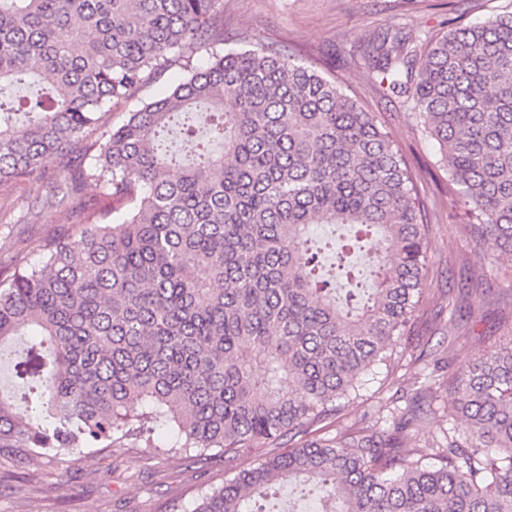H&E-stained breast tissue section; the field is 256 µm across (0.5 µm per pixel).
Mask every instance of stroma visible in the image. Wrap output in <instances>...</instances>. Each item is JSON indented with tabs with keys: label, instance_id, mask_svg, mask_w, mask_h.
<instances>
[{
	"label": "stroma",
	"instance_id": "obj_1",
	"mask_svg": "<svg viewBox=\"0 0 512 512\" xmlns=\"http://www.w3.org/2000/svg\"><path fill=\"white\" fill-rule=\"evenodd\" d=\"M503 10L512 11V0H224L226 48H239L244 34L251 43L286 48L295 59L319 64L346 82L400 147L430 224V275L411 331L393 351L396 381L381 373L367 379L359 399L321 436L334 437L362 417L404 406L420 373L428 372L436 379L434 412L413 429L410 441L424 446L448 424L453 371L512 335V254L475 245L464 205L448 189L437 142L423 134L404 98L383 94L362 58L364 45L381 31L404 29L420 47ZM58 181L50 168L20 191L0 192V208L10 209L20 195L36 212L35 223L0 224V239L11 241L12 255L35 261L38 238L70 224L68 205L53 196ZM287 446L284 440L258 441L231 461L219 455L169 459L130 440L97 456L63 452L31 462L22 449L0 448V512H181L201 488Z\"/></svg>",
	"mask_w": 512,
	"mask_h": 512
}]
</instances>
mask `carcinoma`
I'll use <instances>...</instances> for the list:
<instances>
[{"label": "carcinoma", "instance_id": "carcinoma-1", "mask_svg": "<svg viewBox=\"0 0 512 512\" xmlns=\"http://www.w3.org/2000/svg\"><path fill=\"white\" fill-rule=\"evenodd\" d=\"M222 44L224 0H0V188L51 160L79 217L37 261L0 263L16 380L0 385V448L141 440L179 458L287 437L184 512H267L252 503L285 482L318 512H512V337L455 373V417L425 448L405 440L433 411L427 382L403 409L311 436L410 332L428 224L402 151L336 80L284 48ZM364 58L438 143L469 233L511 249L512 11L421 51L388 30ZM174 66L165 97L100 125ZM313 224L354 229L338 259L357 252L365 276L341 296ZM160 416L170 443L154 441Z\"/></svg>", "mask_w": 512, "mask_h": 512}]
</instances>
